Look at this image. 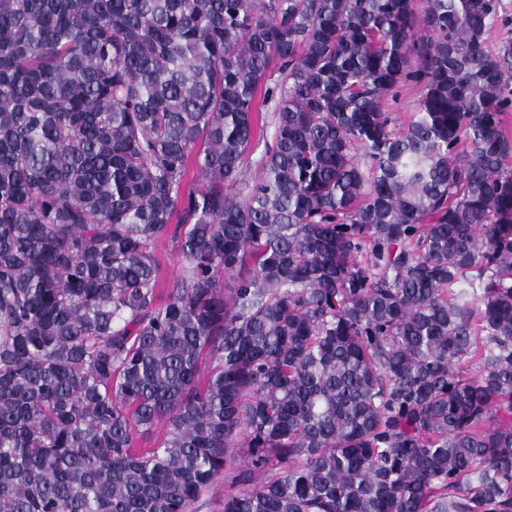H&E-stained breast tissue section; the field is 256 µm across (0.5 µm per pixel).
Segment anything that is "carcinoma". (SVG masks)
I'll list each match as a JSON object with an SVG mask.
<instances>
[{
	"mask_svg": "<svg viewBox=\"0 0 512 512\" xmlns=\"http://www.w3.org/2000/svg\"><path fill=\"white\" fill-rule=\"evenodd\" d=\"M501 11L0 0V512H512ZM418 99L419 89L412 83L401 84L395 90L393 99L389 97L388 109L394 113L400 127L417 111ZM259 115V126L263 129V138L261 136L259 144L246 157V169L249 176L256 179L261 172V158L265 151V143L270 142L274 132V112L271 104L261 106ZM176 224H171L170 230L158 241L156 253L161 264L162 288H172L180 273L177 257V244L174 237ZM231 489V475H220L203 494L199 504V512H223L224 493Z\"/></svg>",
	"mask_w": 512,
	"mask_h": 512,
	"instance_id": "cac0c4a2",
	"label": "carcinoma"
}]
</instances>
